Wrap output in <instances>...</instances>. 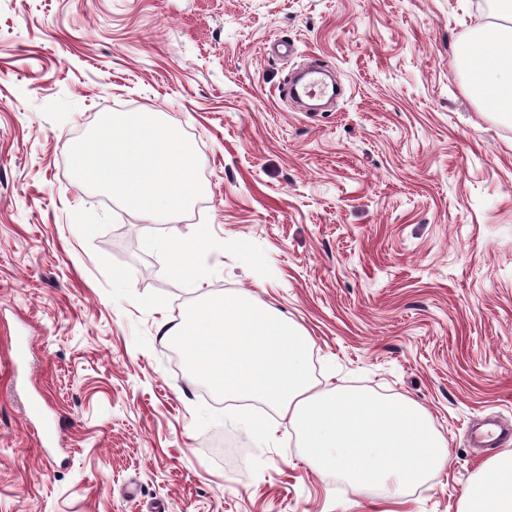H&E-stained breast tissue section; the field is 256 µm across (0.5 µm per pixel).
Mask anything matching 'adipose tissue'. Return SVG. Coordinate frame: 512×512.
Returning <instances> with one entry per match:
<instances>
[{
	"label": "adipose tissue",
	"mask_w": 512,
	"mask_h": 512,
	"mask_svg": "<svg viewBox=\"0 0 512 512\" xmlns=\"http://www.w3.org/2000/svg\"><path fill=\"white\" fill-rule=\"evenodd\" d=\"M505 24H484L458 47L471 98L512 115V0H500ZM209 249L204 228L173 230L166 242L170 271L178 278L198 275ZM461 512H512V452L487 460L462 497Z\"/></svg>",
	"instance_id": "obj_1"
}]
</instances>
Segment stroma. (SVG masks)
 <instances>
[{
  "instance_id": "stroma-1",
  "label": "stroma",
  "mask_w": 512,
  "mask_h": 512,
  "mask_svg": "<svg viewBox=\"0 0 512 512\" xmlns=\"http://www.w3.org/2000/svg\"><path fill=\"white\" fill-rule=\"evenodd\" d=\"M480 0H0V512H458L512 431V120L455 47ZM318 64L341 93L282 98ZM180 130L203 194L147 224L68 153L103 116ZM207 226L193 279L172 228ZM248 289L305 329L318 387L406 398L448 463L399 501L307 464L160 331ZM39 402L41 413L30 410ZM54 443L42 437L51 422Z\"/></svg>"
}]
</instances>
